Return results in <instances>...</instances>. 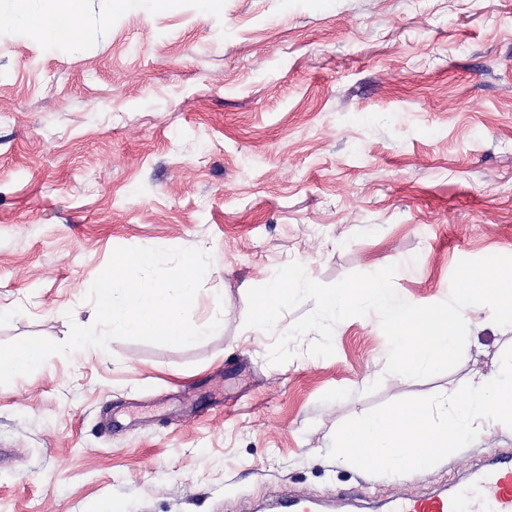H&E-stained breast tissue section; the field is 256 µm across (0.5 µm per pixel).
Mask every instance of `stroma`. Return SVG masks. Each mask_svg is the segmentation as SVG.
I'll list each match as a JSON object with an SVG mask.
<instances>
[{
  "label": "stroma",
  "mask_w": 512,
  "mask_h": 512,
  "mask_svg": "<svg viewBox=\"0 0 512 512\" xmlns=\"http://www.w3.org/2000/svg\"><path fill=\"white\" fill-rule=\"evenodd\" d=\"M90 40L0 27V343L65 341L118 247L212 257L187 346L115 339L0 386V512H268L390 504L464 481L500 425L413 475L329 458L347 419L490 372L512 327L464 314L452 371L385 372L376 314L273 364L247 292L291 261L329 285L395 264L445 300L456 264L512 256V0H82Z\"/></svg>",
  "instance_id": "1"
}]
</instances>
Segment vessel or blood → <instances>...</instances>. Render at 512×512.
Listing matches in <instances>:
<instances>
[{
  "label": "vessel or blood",
  "instance_id": "b4317fda",
  "mask_svg": "<svg viewBox=\"0 0 512 512\" xmlns=\"http://www.w3.org/2000/svg\"><path fill=\"white\" fill-rule=\"evenodd\" d=\"M392 512H512V451L499 452L477 482L445 494L399 499Z\"/></svg>",
  "mask_w": 512,
  "mask_h": 512
}]
</instances>
